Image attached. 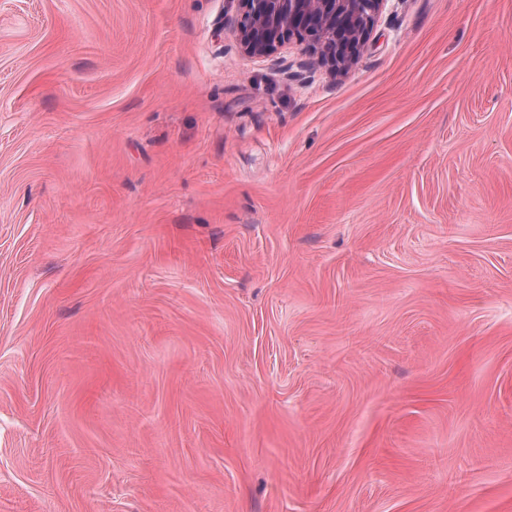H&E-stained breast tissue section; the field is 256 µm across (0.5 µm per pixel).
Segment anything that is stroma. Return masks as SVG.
<instances>
[{
    "label": "stroma",
    "mask_w": 512,
    "mask_h": 512,
    "mask_svg": "<svg viewBox=\"0 0 512 512\" xmlns=\"http://www.w3.org/2000/svg\"><path fill=\"white\" fill-rule=\"evenodd\" d=\"M243 12L0 0V512H512V0ZM240 44L266 55L292 37L307 40L336 72L346 71L364 45L384 0H242Z\"/></svg>",
    "instance_id": "obj_1"
}]
</instances>
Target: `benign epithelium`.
I'll return each instance as SVG.
<instances>
[{
  "instance_id": "7a95c632",
  "label": "benign epithelium",
  "mask_w": 512,
  "mask_h": 512,
  "mask_svg": "<svg viewBox=\"0 0 512 512\" xmlns=\"http://www.w3.org/2000/svg\"><path fill=\"white\" fill-rule=\"evenodd\" d=\"M240 44L266 55L286 40H306L337 72L346 71L364 45L384 0H243Z\"/></svg>"
}]
</instances>
